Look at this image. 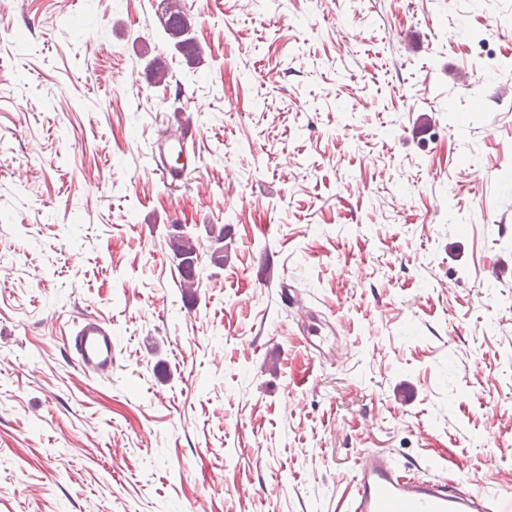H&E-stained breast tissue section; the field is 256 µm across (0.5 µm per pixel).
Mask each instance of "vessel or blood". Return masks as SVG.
Here are the masks:
<instances>
[{
  "instance_id": "1",
  "label": "vessel or blood",
  "mask_w": 512,
  "mask_h": 512,
  "mask_svg": "<svg viewBox=\"0 0 512 512\" xmlns=\"http://www.w3.org/2000/svg\"><path fill=\"white\" fill-rule=\"evenodd\" d=\"M195 127L182 124L161 134L156 142V169L163 183L182 180L196 156ZM303 335L306 347L322 350L335 339L333 328L315 315H308ZM73 362L83 373L111 376L114 362L111 322L84 313L75 321L70 336ZM512 502V488L487 496L474 490H459L454 478L424 479L409 468L394 464L380 451L362 453L356 461L352 485L339 512H500L502 502Z\"/></svg>"
}]
</instances>
